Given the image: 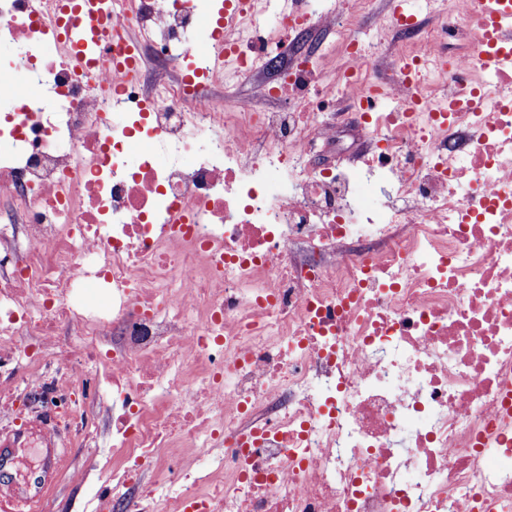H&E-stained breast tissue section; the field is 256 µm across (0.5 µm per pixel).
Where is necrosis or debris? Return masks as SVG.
Segmentation results:
<instances>
[{
	"mask_svg": "<svg viewBox=\"0 0 512 512\" xmlns=\"http://www.w3.org/2000/svg\"><path fill=\"white\" fill-rule=\"evenodd\" d=\"M431 3L430 29L400 10L373 30L403 37L387 80L368 0L282 15L273 44L242 19L225 59L281 80L227 105L186 35L204 0H112L113 56L194 63L148 92L48 58L54 0H0L19 44L0 64V360L23 379L0 424L27 394L80 397L79 434L106 416L90 512H512V66L475 61L482 0ZM319 29L345 63L316 85ZM339 97L372 160L321 170ZM139 138L169 163L124 171Z\"/></svg>",
	"mask_w": 512,
	"mask_h": 512,
	"instance_id": "obj_1",
	"label": "necrosis or debris"
}]
</instances>
